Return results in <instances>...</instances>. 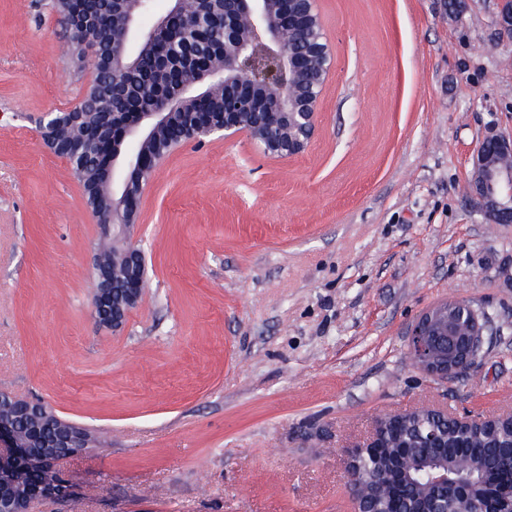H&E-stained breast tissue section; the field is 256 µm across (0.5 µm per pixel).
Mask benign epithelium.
<instances>
[{"mask_svg": "<svg viewBox=\"0 0 512 512\" xmlns=\"http://www.w3.org/2000/svg\"><path fill=\"white\" fill-rule=\"evenodd\" d=\"M196 13L185 19L180 30L169 27V16L159 17L146 31L140 20L150 0H128L125 10L112 17V41L100 42L95 30L107 19L70 12L62 16L70 33H83L75 55L88 82L81 99L64 112H46L39 125L41 138L54 149L56 138L71 129L80 131L73 140L74 152L96 140L97 128L118 130L119 144L112 145L106 185L108 193L92 206L101 228L102 241L127 243L123 271L112 267L102 250H96L90 274L96 283L92 298L95 321L116 334L126 325L130 312L142 300L145 275L143 254L134 244L136 219L143 186L160 159L143 145L156 132L155 120L176 109L183 98L195 94L193 81L182 83L174 97L155 95L151 112H124L121 78L137 65L136 46L150 47L172 38L189 48L185 61L197 64L198 47L208 48L211 61L203 72L224 86V111L200 112L178 140L199 144L219 135H248L266 156L290 158L305 151L316 129L317 109L324 76L333 57L324 37L316 0H195ZM495 24L512 37V0H495ZM296 31L294 45L285 32ZM272 94L263 112L255 111L259 90ZM512 155V134L488 131L472 156L470 185L489 224L512 223V168L496 162ZM487 344L486 324L471 306L454 301L436 305L423 313L408 331V347L416 367L442 382L462 377L483 356ZM0 512H31V506L49 496L64 495L68 486L53 474L54 462L83 452L90 446L89 431L59 417L41 402L0 391ZM425 416L451 423L456 431L492 433L502 425L512 428V413L496 416L453 415L430 405L381 418L373 432L347 452V488L355 512H377L379 500L395 490L391 465L377 462L367 472L360 460L383 447L390 431L411 425ZM410 448L448 447V429L440 426L413 437ZM424 497L412 492L403 499L400 512H448L446 504L459 505L456 512H492L484 503L470 502L468 486L450 478L448 467L434 466L422 480Z\"/></svg>", "mask_w": 512, "mask_h": 512, "instance_id": "7a95c632", "label": "benign epithelium"}]
</instances>
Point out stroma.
Segmentation results:
<instances>
[{
    "label": "stroma",
    "mask_w": 512,
    "mask_h": 512,
    "mask_svg": "<svg viewBox=\"0 0 512 512\" xmlns=\"http://www.w3.org/2000/svg\"><path fill=\"white\" fill-rule=\"evenodd\" d=\"M317 0L334 64L294 158L246 135L153 171L124 330L91 313L100 228L44 112L86 80L48 0H0V391L86 427L66 495L33 512H354L345 450L429 403L512 412V224L470 192L488 128L512 131V39L493 0ZM457 300L499 334L453 383L407 342Z\"/></svg>",
    "instance_id": "35a3bbf8"
}]
</instances>
